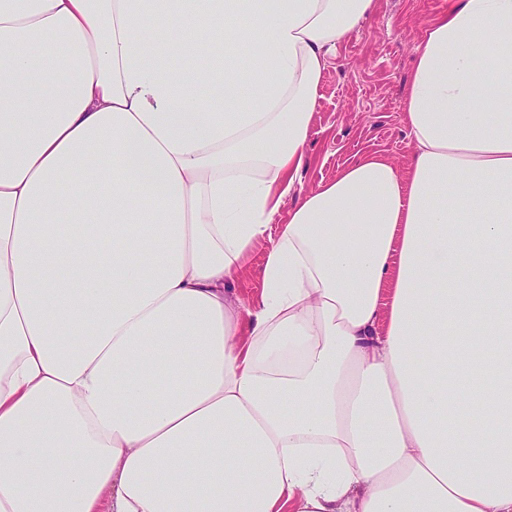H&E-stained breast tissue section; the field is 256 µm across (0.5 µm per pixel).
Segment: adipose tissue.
<instances>
[{"label":"adipose tissue","mask_w":512,"mask_h":512,"mask_svg":"<svg viewBox=\"0 0 512 512\" xmlns=\"http://www.w3.org/2000/svg\"><path fill=\"white\" fill-rule=\"evenodd\" d=\"M374 10L0 0V512H512V0L428 22L406 169L277 221ZM265 252L266 247L263 244L257 245L253 249L246 266L231 285L234 294L245 303L260 294Z\"/></svg>","instance_id":"adipose-tissue-1"}]
</instances>
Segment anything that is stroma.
<instances>
[{"instance_id": "35a3bbf8", "label": "stroma", "mask_w": 512, "mask_h": 512, "mask_svg": "<svg viewBox=\"0 0 512 512\" xmlns=\"http://www.w3.org/2000/svg\"><path fill=\"white\" fill-rule=\"evenodd\" d=\"M448 0H376L371 19L340 47L321 79L301 191L362 154L376 151L405 166L413 145L401 103L414 60V47L428 20Z\"/></svg>"}]
</instances>
